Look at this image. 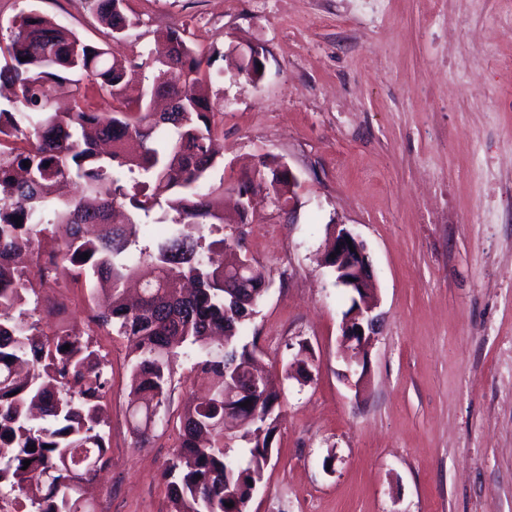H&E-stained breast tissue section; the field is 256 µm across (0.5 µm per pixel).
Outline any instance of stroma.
<instances>
[{
    "label": "stroma",
    "mask_w": 512,
    "mask_h": 512,
    "mask_svg": "<svg viewBox=\"0 0 512 512\" xmlns=\"http://www.w3.org/2000/svg\"><path fill=\"white\" fill-rule=\"evenodd\" d=\"M130 55L171 28L212 60L223 117L212 183L233 186L258 157L287 163L297 203L258 200L247 253L269 287L247 342L278 379L274 457L248 512H512V0H124ZM38 10L85 41L107 40L91 0H0V26ZM265 70L237 73L246 45ZM360 235L382 323L363 385L346 375L350 295L320 258L332 225ZM84 282L43 291L93 328ZM112 373L107 464L84 488L93 512H170L160 426L145 446L128 423L131 347L99 337ZM307 344L308 381L283 379ZM174 366L177 417L204 378ZM332 467H324L327 455Z\"/></svg>",
    "instance_id": "obj_1"
}]
</instances>
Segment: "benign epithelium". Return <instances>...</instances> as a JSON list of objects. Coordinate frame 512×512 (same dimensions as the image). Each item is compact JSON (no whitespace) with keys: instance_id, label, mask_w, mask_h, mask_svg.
Here are the masks:
<instances>
[{"instance_id":"1","label":"benign epithelium","mask_w":512,"mask_h":512,"mask_svg":"<svg viewBox=\"0 0 512 512\" xmlns=\"http://www.w3.org/2000/svg\"><path fill=\"white\" fill-rule=\"evenodd\" d=\"M258 195H264L276 207H282L272 190L260 185V179L255 175L250 179L249 187L237 193L241 216H247ZM348 238L351 239L349 243L346 242ZM327 254V263L336 264V285L347 289L355 300L354 307L343 315L341 343L358 359L367 354L382 322V314L378 313L379 300L373 288V270L363 241L341 224L336 225V234Z\"/></svg>"}]
</instances>
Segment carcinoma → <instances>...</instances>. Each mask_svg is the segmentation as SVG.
Segmentation results:
<instances>
[{
	"mask_svg": "<svg viewBox=\"0 0 512 512\" xmlns=\"http://www.w3.org/2000/svg\"><path fill=\"white\" fill-rule=\"evenodd\" d=\"M92 2L111 32L136 26L123 0ZM163 38L160 57L118 59L30 10L0 45V88L14 94L0 107V448L11 449L0 459V498L20 512H91L81 484L110 448L104 357L64 322L42 325L41 293L64 276L92 275L108 295L93 322L134 343L136 442L167 409L178 357H194L209 380L208 395L176 422L163 472L171 512H247L272 460L281 392L261 378L244 394L254 351L238 344L268 282L242 238L224 237V185H205L222 126L205 90L209 61L180 30ZM144 68L152 81L132 97ZM63 81L75 87L74 105L56 112L51 88ZM258 166L288 200L280 161ZM168 220L163 238L139 246L142 228Z\"/></svg>",
	"mask_w": 512,
	"mask_h": 512,
	"instance_id": "cac0c4a2",
	"label": "carcinoma"
}]
</instances>
